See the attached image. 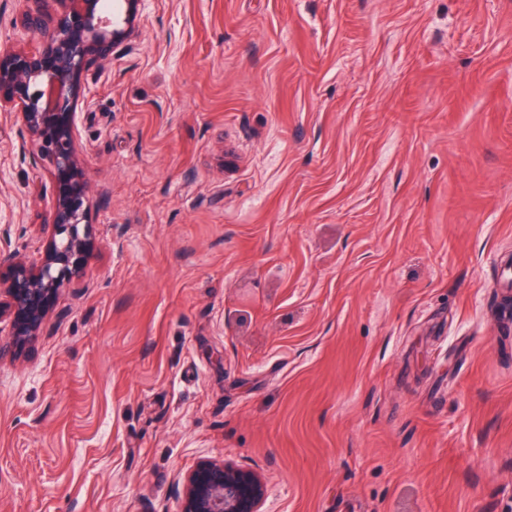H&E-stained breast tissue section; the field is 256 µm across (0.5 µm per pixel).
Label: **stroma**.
I'll return each instance as SVG.
<instances>
[{"instance_id": "1", "label": "stroma", "mask_w": 512, "mask_h": 512, "mask_svg": "<svg viewBox=\"0 0 512 512\" xmlns=\"http://www.w3.org/2000/svg\"><path fill=\"white\" fill-rule=\"evenodd\" d=\"M0 0V51L35 48ZM77 80L95 247L0 324V512H512V0H144ZM0 111V269L51 176ZM182 512H267L266 486L257 473L203 461L184 479Z\"/></svg>"}]
</instances>
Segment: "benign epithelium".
<instances>
[{
    "instance_id": "1",
    "label": "benign epithelium",
    "mask_w": 512,
    "mask_h": 512,
    "mask_svg": "<svg viewBox=\"0 0 512 512\" xmlns=\"http://www.w3.org/2000/svg\"><path fill=\"white\" fill-rule=\"evenodd\" d=\"M25 32L41 48L0 54V109L17 111L29 145L53 174L52 233L39 262L22 258L0 276V321L16 336H36L49 295L84 274L93 249L90 190L76 136L74 76L112 57V17L103 0H25ZM183 512H266L257 473L203 461L184 479Z\"/></svg>"
}]
</instances>
